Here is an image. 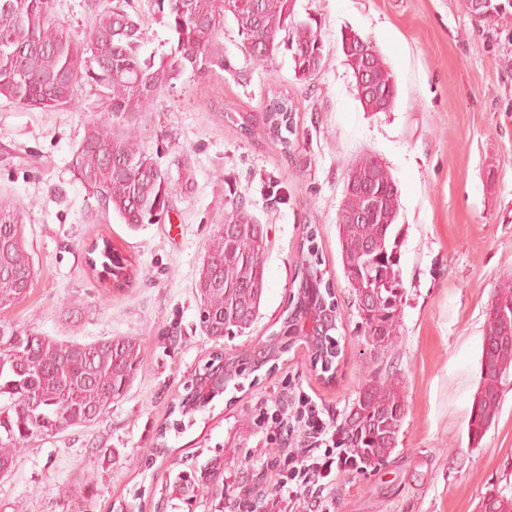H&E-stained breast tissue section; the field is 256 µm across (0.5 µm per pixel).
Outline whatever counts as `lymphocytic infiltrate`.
I'll use <instances>...</instances> for the list:
<instances>
[{
  "mask_svg": "<svg viewBox=\"0 0 512 512\" xmlns=\"http://www.w3.org/2000/svg\"><path fill=\"white\" fill-rule=\"evenodd\" d=\"M260 415L278 438L271 461L278 475L273 497L254 496L250 512H334L333 490L339 475L357 469L338 427L323 417L307 392L284 393Z\"/></svg>",
  "mask_w": 512,
  "mask_h": 512,
  "instance_id": "obj_1",
  "label": "lymphocytic infiltrate"
}]
</instances>
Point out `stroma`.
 I'll return each instance as SVG.
<instances>
[{
    "label": "stroma",
    "instance_id": "stroma-1",
    "mask_svg": "<svg viewBox=\"0 0 512 512\" xmlns=\"http://www.w3.org/2000/svg\"><path fill=\"white\" fill-rule=\"evenodd\" d=\"M295 10L321 35L312 80L295 79L284 49L261 67L246 61L230 23V71L184 77L154 100L147 150L165 167L187 156L194 178L158 224L128 228L72 174L86 120L105 113L100 92L84 88L78 107L51 111L0 99V199L23 207L37 271L28 296L0 310V329L79 343L135 336L143 349L109 413L36 438L19 454L0 477V512H117L136 495L142 512H154L169 476L214 456L224 465L225 502L248 503L255 486L274 495L278 477L263 460L276 443L257 417L261 402L294 386L315 395L336 426L379 366L390 367L406 396L398 446L384 464L342 474L336 512H478L486 494L512 495V370L486 435L474 443L467 434L486 314L512 283V14L479 21L469 0H296ZM50 11L76 39L93 26L87 0H50ZM349 28L374 42L396 77L388 111H365L357 98L340 45ZM279 94L294 109L288 153L264 129L266 104ZM228 111L252 116L250 132L226 122ZM366 153L387 166L400 193L405 293L396 342L378 357L360 337L338 236L349 168ZM229 185L263 226L268 251L256 322L219 346L200 331L194 281ZM310 226L343 314L335 381L293 348L183 433L168 432L169 454L155 456L157 432L173 421L195 369L275 331ZM105 239L133 261L117 288L88 262L89 246Z\"/></svg>",
    "mask_w": 512,
    "mask_h": 512
}]
</instances>
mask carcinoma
I'll return each mask as SVG.
<instances>
[{
	"mask_svg": "<svg viewBox=\"0 0 512 512\" xmlns=\"http://www.w3.org/2000/svg\"><path fill=\"white\" fill-rule=\"evenodd\" d=\"M128 0L95 16L86 41L76 40L51 16L49 0H0V99L24 107L55 110L76 107L78 91L98 88L112 119H90L73 151L70 167L87 198L116 213L130 228L159 224L173 199L190 192L193 170L177 163L178 177L161 168L142 140L140 122L154 98L173 88L187 73L213 75L230 69L224 51V28L232 18L244 57L263 65L286 47L294 76L308 81L321 69L318 30L295 20V0H159L170 44L161 52L145 51L149 37L128 11ZM371 79L378 92L395 100L397 84L380 53L370 57ZM285 96L267 105L265 125L272 139L288 151L293 144L291 113ZM355 182L376 197L373 212L363 210V194H345L338 218L344 272L352 298L372 289L378 301L357 312L362 337L370 349L393 344L399 331L404 295L400 266L402 228L398 227L399 191L379 160L364 155L352 166ZM224 216L235 231L218 225L209 238L206 258L196 279V303L202 333L218 343L246 333L254 324L265 286L267 237L233 188L224 191ZM23 209L0 204V310L25 299L36 274L28 248ZM307 253L279 317L287 331L288 312L315 300L335 304L330 282L314 275L321 258L314 230L306 229ZM102 270L115 285L125 281L131 260L103 241ZM142 362L141 341L133 336L92 343H65L44 334L0 331V474L10 473L18 454L35 437L58 434L95 422L109 412L135 379ZM512 366V326L487 321L480 362V382L468 423V436L481 440L499 412L502 375ZM35 400V406L27 400ZM356 417L342 428L348 446L363 463L382 464L393 452L406 416V397L395 379L376 372L353 402ZM224 470L209 461L179 471L161 488L166 505L179 501L187 509L203 489L224 492ZM512 512V496L489 493L480 512Z\"/></svg>",
	"mask_w": 512,
	"mask_h": 512,
	"instance_id": "carcinoma-1",
	"label": "carcinoma"
}]
</instances>
